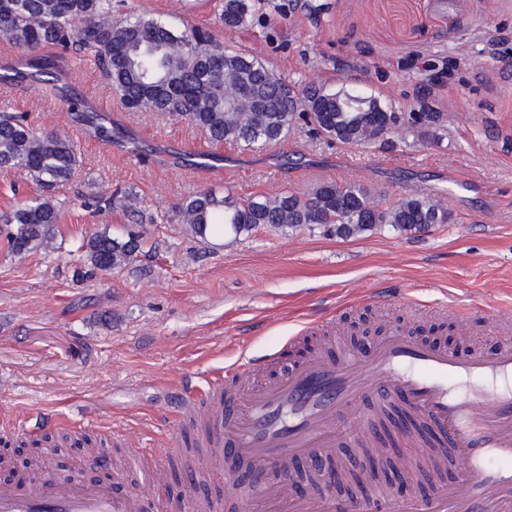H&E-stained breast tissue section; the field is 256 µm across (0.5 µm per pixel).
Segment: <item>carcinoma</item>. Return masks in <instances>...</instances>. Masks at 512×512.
<instances>
[{"instance_id":"carcinoma-1","label":"carcinoma","mask_w":512,"mask_h":512,"mask_svg":"<svg viewBox=\"0 0 512 512\" xmlns=\"http://www.w3.org/2000/svg\"><path fill=\"white\" fill-rule=\"evenodd\" d=\"M224 28L246 26L255 0H217ZM0 39L19 58L0 66V84L38 83L62 102L71 122L89 128L104 143L123 137L145 159L138 141L108 114L97 112L70 77L72 63L91 56L128 112H169L203 129L214 142L246 146L278 144L293 120L311 115L321 134L344 144L369 147L399 116L378 98L340 89L294 91L261 60L225 45L199 28H175L147 13L112 14V0H0ZM79 165L65 135L39 133L22 112H0V169L18 170L48 189L67 181ZM178 215L193 235L236 237L261 226L295 229L322 224L351 238L388 224L411 232L446 224L451 213L434 197L408 195L383 205L356 183L325 180L300 195L234 199L211 188L189 196ZM54 199L39 195L5 219L11 251L21 254L50 237L57 223ZM91 271L120 270L143 253L140 237L92 235L85 244Z\"/></svg>"}]
</instances>
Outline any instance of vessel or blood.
Segmentation results:
<instances>
[{"instance_id":"1","label":"vessel or blood","mask_w":512,"mask_h":512,"mask_svg":"<svg viewBox=\"0 0 512 512\" xmlns=\"http://www.w3.org/2000/svg\"><path fill=\"white\" fill-rule=\"evenodd\" d=\"M271 359L243 357L208 381L180 415L183 430L168 457L200 445L201 476L231 456L262 467L280 461H332L339 442L336 417L373 393L403 403L408 417L424 419L441 458L469 460L462 480L439 483L432 498L387 488L356 502L355 512H512V469L491 458H512V343L484 352L435 347L400 332L368 349L334 360L327 350L290 357L284 373ZM484 382L479 393H459L458 383ZM253 512H346L331 495L310 499L283 482L267 484ZM0 512H173L134 485L88 484L49 470L0 481Z\"/></svg>"}]
</instances>
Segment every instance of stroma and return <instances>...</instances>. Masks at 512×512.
I'll return each mask as SVG.
<instances>
[{"label": "stroma", "mask_w": 512, "mask_h": 512, "mask_svg": "<svg viewBox=\"0 0 512 512\" xmlns=\"http://www.w3.org/2000/svg\"><path fill=\"white\" fill-rule=\"evenodd\" d=\"M123 11L214 28L291 88H344L437 119L375 148L313 134L302 119L273 147L215 144L176 115L125 111L93 59L73 63L76 89L136 135L148 152L142 162L72 125L44 88L0 86V111L70 136L80 161L53 191L59 220L47 244L17 255L0 234V445L25 441L23 418L48 431L92 418L129 437L154 432L152 452L163 454L200 374L244 351L277 356L313 320L332 319L340 346L421 328L497 346L479 317L462 320L453 304H482L512 324V0H260L252 25L233 31L216 27L212 0H125ZM202 152L205 170L189 163ZM452 171L458 184L448 182ZM322 180L366 185L386 204L429 194L453 220L348 239L311 224L218 240L176 221L184 199L205 187L274 196ZM117 192L135 193L140 212L82 205ZM130 230L143 234L145 256L86 277L89 237ZM370 289L385 307L367 302ZM406 296L440 310H408ZM160 491L181 504L249 494L177 476Z\"/></svg>", "instance_id": "obj_1"}]
</instances>
